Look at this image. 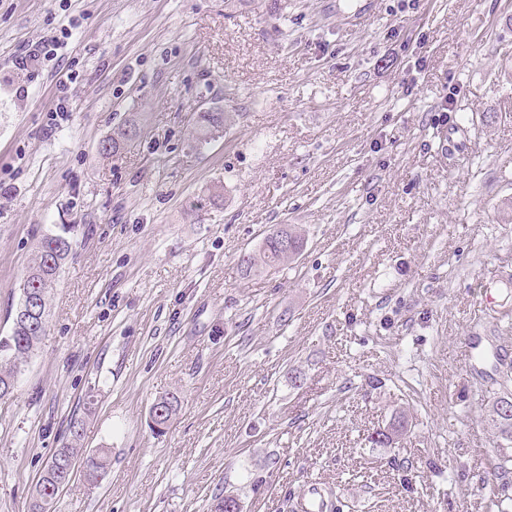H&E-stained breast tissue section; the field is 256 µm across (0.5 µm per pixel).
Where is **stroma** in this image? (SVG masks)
<instances>
[{"label": "stroma", "instance_id": "1", "mask_svg": "<svg viewBox=\"0 0 512 512\" xmlns=\"http://www.w3.org/2000/svg\"><path fill=\"white\" fill-rule=\"evenodd\" d=\"M0 0V335L73 227L47 331L0 400V512L53 452L111 450L56 512H484L512 332V0ZM60 62L18 71L55 28ZM67 116L48 129L69 62ZM236 113L196 142L195 113ZM141 135L99 151L128 120ZM279 224L307 247L248 277ZM181 392L166 434L155 398ZM405 414L386 448L368 437ZM332 509L327 492L320 486L310 485L301 499L302 512H328Z\"/></svg>", "mask_w": 512, "mask_h": 512}]
</instances>
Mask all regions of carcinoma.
I'll return each mask as SVG.
<instances>
[{"mask_svg": "<svg viewBox=\"0 0 512 512\" xmlns=\"http://www.w3.org/2000/svg\"><path fill=\"white\" fill-rule=\"evenodd\" d=\"M234 122L232 112H201L194 118L192 136L200 142L211 138L215 128L228 129ZM307 240L304 230L297 224H285L283 228L265 235L258 248L243 255L241 265L245 274L262 273L291 264L303 251ZM72 249L70 230L63 227L59 232L43 235L34 247L33 257L20 284V294L29 291L38 307L48 310L51 292L56 286L60 269ZM46 326L30 319L13 317L9 332L0 336V399L10 395L4 390L5 381L16 379L21 369L37 348ZM509 394H498L488 400L491 421L502 442L496 449L493 474L505 478L512 473V412L502 413L498 402ZM82 421L70 424L73 444L58 449L48 460L37 485L41 486L40 502L32 505V512H55L61 489L58 483L72 478L80 449L74 446L81 438Z\"/></svg>", "mask_w": 512, "mask_h": 512, "instance_id": "obj_1", "label": "carcinoma"}]
</instances>
